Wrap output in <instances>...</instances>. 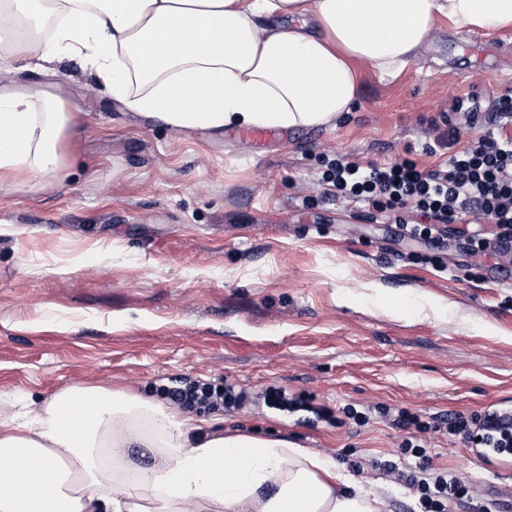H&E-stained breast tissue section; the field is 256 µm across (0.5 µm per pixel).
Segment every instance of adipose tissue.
Masks as SVG:
<instances>
[{
  "mask_svg": "<svg viewBox=\"0 0 512 512\" xmlns=\"http://www.w3.org/2000/svg\"><path fill=\"white\" fill-rule=\"evenodd\" d=\"M1 10L22 21L11 37L38 64L80 61L135 111L203 130L323 125L350 111L361 71L401 74L440 19L512 29V0H0ZM74 127L58 94L0 89V179L24 191L57 179ZM205 424L126 393L65 389L37 420L0 418V512H380L334 462L284 440L189 439Z\"/></svg>",
  "mask_w": 512,
  "mask_h": 512,
  "instance_id": "1",
  "label": "adipose tissue"
}]
</instances>
